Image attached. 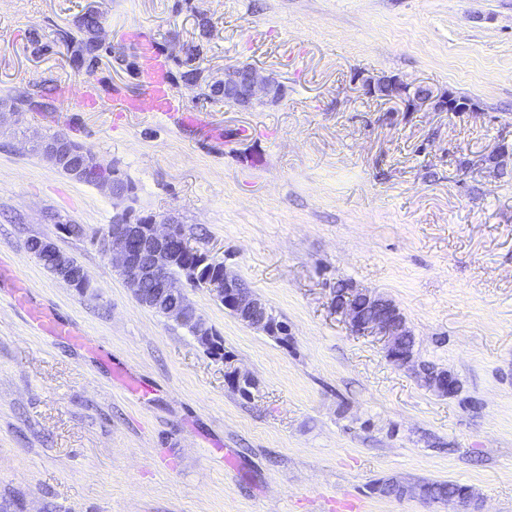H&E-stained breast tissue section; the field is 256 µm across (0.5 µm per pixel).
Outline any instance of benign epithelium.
<instances>
[{"mask_svg": "<svg viewBox=\"0 0 512 512\" xmlns=\"http://www.w3.org/2000/svg\"><path fill=\"white\" fill-rule=\"evenodd\" d=\"M366 93L392 103H402L407 111L473 112L468 101L455 98L448 91L435 90L427 85L414 89L395 78L362 82ZM211 96L242 109L258 102H275L281 97V84L272 75L261 73L251 64L239 63L224 67L222 77L209 85ZM28 150L48 159L57 168L68 172L75 181L91 184L104 190L112 200L115 212L112 224L99 237L101 251L112 267L123 277L135 299L148 308H159L163 314L181 326L191 329L200 338L211 335L207 320L197 314L186 299L184 284L200 283L209 293L243 324L262 330L271 337L288 335L287 328L272 320L266 303L241 280L229 275L224 264L191 246L183 226L173 216L161 221L141 218L130 206H122L131 192L121 181L102 178L104 164L88 153H76L65 135L35 136L28 141ZM190 256L182 277L168 274L175 255ZM34 252L48 260L51 272L79 293L90 288L88 275L74 258L60 250L54 242L41 238ZM331 307L360 336H375L383 342L390 362L399 369L415 366L414 354L401 349L402 337L410 334L406 319L399 307L383 295L353 283L343 291L333 293ZM419 377L429 390L441 397H454L460 392L457 377L449 370L419 369ZM477 497L468 486L448 497L454 512H475Z\"/></svg>", "mask_w": 512, "mask_h": 512, "instance_id": "benign-epithelium-1", "label": "benign epithelium"}]
</instances>
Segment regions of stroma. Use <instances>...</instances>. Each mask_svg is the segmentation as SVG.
<instances>
[{
    "mask_svg": "<svg viewBox=\"0 0 512 512\" xmlns=\"http://www.w3.org/2000/svg\"><path fill=\"white\" fill-rule=\"evenodd\" d=\"M97 12L89 64L60 31ZM170 59L176 116L83 106L142 96V37ZM248 63L283 87L242 111L208 95ZM395 77L473 112L363 93ZM46 109L0 128V507L9 512H449L370 484L452 481L512 512V0H0V98ZM194 112L195 126L179 113ZM62 132L115 168L143 216H176L287 324L279 341L187 288L223 358L139 305L102 253L112 199L28 152ZM79 232L67 231V224ZM73 256L79 294L27 249ZM404 314L418 362L391 364L330 307L337 280ZM84 333L50 336L30 309ZM254 379L250 396L229 367ZM424 365L419 369V377L429 390L441 397H454L460 392V384L457 377L449 370L433 367L428 372L424 371Z\"/></svg>",
    "mask_w": 512,
    "mask_h": 512,
    "instance_id": "obj_1",
    "label": "stroma"
}]
</instances>
